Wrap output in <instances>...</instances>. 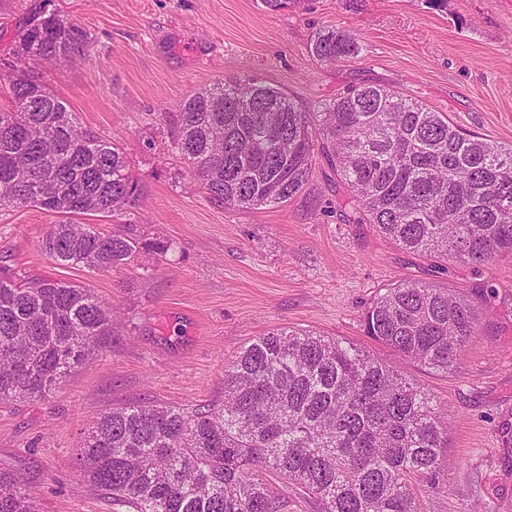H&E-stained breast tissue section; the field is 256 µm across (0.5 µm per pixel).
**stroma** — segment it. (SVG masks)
I'll list each match as a JSON object with an SVG mask.
<instances>
[{
	"mask_svg": "<svg viewBox=\"0 0 512 512\" xmlns=\"http://www.w3.org/2000/svg\"><path fill=\"white\" fill-rule=\"evenodd\" d=\"M61 12L89 35L74 62H29L89 132L124 149L141 197L98 224L166 256L137 251L112 273L59 266L38 249L53 217L0 210V273L51 276L91 288L116 313L106 347L38 401L0 404V472L19 475L39 512H126L83 482L79 445L103 411L146 400L204 405L224 397V366L274 327L310 329L397 364L450 415L444 489L422 512H512V454L500 423L512 416V260L489 269L407 254L372 225L352 224L324 158L294 199L258 209L209 198L174 149L164 113L228 78L281 89L308 112L352 86L380 85L448 113L459 127L512 144V0H301L267 12L260 0H0V58L31 12ZM351 31L357 58L320 64L322 28ZM416 280L468 294L490 282L486 335L455 373L399 360L361 330L379 288Z\"/></svg>",
	"mask_w": 512,
	"mask_h": 512,
	"instance_id": "1",
	"label": "stroma"
}]
</instances>
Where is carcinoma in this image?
I'll return each mask as SVG.
<instances>
[{
  "mask_svg": "<svg viewBox=\"0 0 512 512\" xmlns=\"http://www.w3.org/2000/svg\"><path fill=\"white\" fill-rule=\"evenodd\" d=\"M88 33L50 13L28 21L0 63V209L55 217L40 252L60 266L116 271L141 248L110 220L139 197L123 149L80 126L67 102L21 69L27 59L75 60ZM363 50L347 30L316 33L320 63ZM173 145L210 198L278 206L309 182L315 152L345 190L350 223L370 224L434 263L488 267L512 259V145L454 125L395 90L361 85L310 118L254 79L217 81L172 113ZM485 284L468 296L402 281L380 289L362 319L373 341L429 370L455 372L483 335ZM112 302L51 277L0 278V403L47 396L102 352ZM448 408L396 366L349 342L273 329L224 365V402H144L94 421L78 467L90 486L132 512H284L272 474L318 512H420L417 490L442 489ZM0 512H38L20 478L0 472Z\"/></svg>",
  "mask_w": 512,
  "mask_h": 512,
  "instance_id": "carcinoma-1",
  "label": "carcinoma"
}]
</instances>
